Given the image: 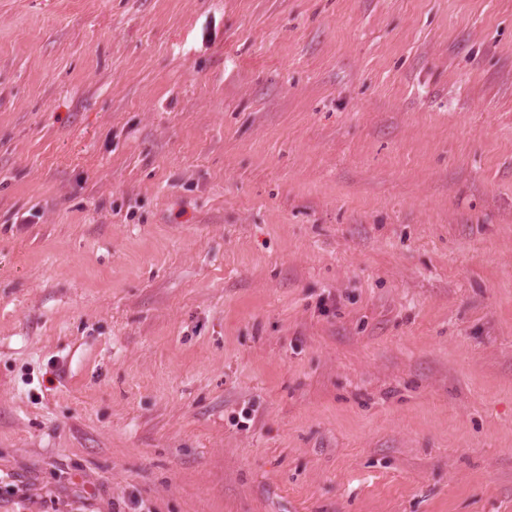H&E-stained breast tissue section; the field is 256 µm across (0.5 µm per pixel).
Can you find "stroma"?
<instances>
[{
  "instance_id": "obj_1",
  "label": "stroma",
  "mask_w": 512,
  "mask_h": 512,
  "mask_svg": "<svg viewBox=\"0 0 512 512\" xmlns=\"http://www.w3.org/2000/svg\"><path fill=\"white\" fill-rule=\"evenodd\" d=\"M512 512V0H0V512Z\"/></svg>"
}]
</instances>
